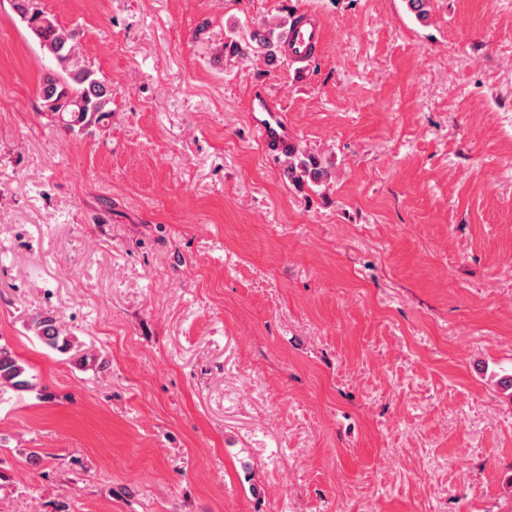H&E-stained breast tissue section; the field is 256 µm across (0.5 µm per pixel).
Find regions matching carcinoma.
<instances>
[{
	"label": "carcinoma",
	"instance_id": "carcinoma-1",
	"mask_svg": "<svg viewBox=\"0 0 512 512\" xmlns=\"http://www.w3.org/2000/svg\"><path fill=\"white\" fill-rule=\"evenodd\" d=\"M13 9L36 37L53 63L38 89L41 111L70 131L98 126L112 113L113 91L106 80L87 65L79 52L77 29L61 27L38 7L37 0H13ZM285 23H257L244 34L231 32L224 41V54L242 59H256L275 66L283 58L281 39ZM288 179L297 184H320L329 177L321 159L313 154L288 149ZM36 337L51 349L66 354L73 341L65 336L56 319L37 316L31 321ZM35 377L5 345L0 344V393L4 389L30 391Z\"/></svg>",
	"mask_w": 512,
	"mask_h": 512
}]
</instances>
